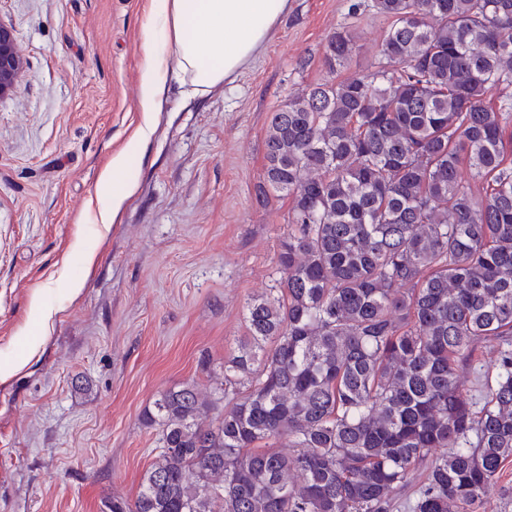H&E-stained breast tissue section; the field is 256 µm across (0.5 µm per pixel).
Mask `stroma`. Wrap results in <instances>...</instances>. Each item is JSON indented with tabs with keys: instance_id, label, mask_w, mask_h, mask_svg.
<instances>
[{
	"instance_id": "1",
	"label": "stroma",
	"mask_w": 512,
	"mask_h": 512,
	"mask_svg": "<svg viewBox=\"0 0 512 512\" xmlns=\"http://www.w3.org/2000/svg\"><path fill=\"white\" fill-rule=\"evenodd\" d=\"M352 2L289 0L255 58L203 96L168 81L131 159L135 187L105 229L98 177L140 119L150 0H0L25 63L0 101V361L21 355L19 332L42 341L0 384V512L135 500L158 446L144 411L186 382L219 390L287 230V200L257 197L272 114L325 78L340 24L360 44L340 80L371 70L389 25L371 0L350 19ZM36 294L56 311L50 329L30 310Z\"/></svg>"
}]
</instances>
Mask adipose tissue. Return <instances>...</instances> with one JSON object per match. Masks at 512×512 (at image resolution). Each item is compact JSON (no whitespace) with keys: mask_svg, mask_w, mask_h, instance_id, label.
<instances>
[{"mask_svg":"<svg viewBox=\"0 0 512 512\" xmlns=\"http://www.w3.org/2000/svg\"><path fill=\"white\" fill-rule=\"evenodd\" d=\"M287 10L288 0H152L145 35L162 32L168 51L146 49L141 123L100 175V224L110 225L133 188L130 159L154 126L167 74L188 80L197 94L230 80L263 48Z\"/></svg>","mask_w":512,"mask_h":512,"instance_id":"ef3b65f1","label":"adipose tissue"}]
</instances>
